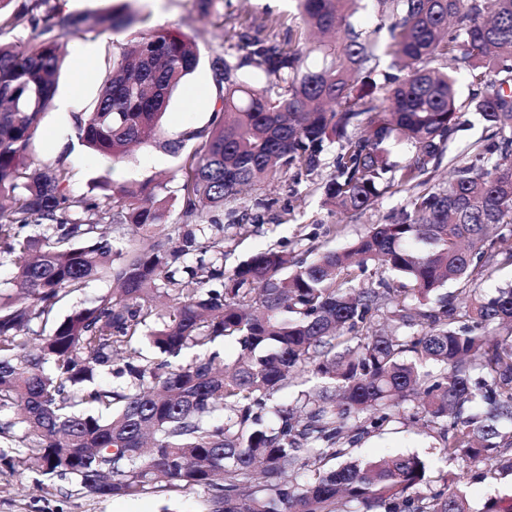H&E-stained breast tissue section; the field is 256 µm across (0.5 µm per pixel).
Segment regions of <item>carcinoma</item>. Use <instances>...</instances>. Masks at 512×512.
<instances>
[{
  "label": "carcinoma",
  "instance_id": "obj_1",
  "mask_svg": "<svg viewBox=\"0 0 512 512\" xmlns=\"http://www.w3.org/2000/svg\"><path fill=\"white\" fill-rule=\"evenodd\" d=\"M16 27L50 0H27ZM301 24L234 29L212 62L220 89L206 133L164 136L161 118L198 67L191 37L166 29L113 45L95 103L73 115L75 142L121 162L135 144L182 160L185 223L161 237L171 190L98 182L76 196L61 161L36 163L63 44L126 31L123 4L66 17L0 43V261L20 292L0 295V468L76 480L102 498L204 492V512H471L461 480L424 490L418 454L358 460L366 436L397 420L437 434V461L495 457L512 474V284L459 306L443 291L512 267V0H296ZM313 51L323 64L310 68ZM466 70L472 92L456 76ZM261 73L254 85L245 71ZM477 113L489 135L444 187L430 165ZM205 137L201 147L187 142ZM336 141L324 203L373 208L409 191L384 224L312 261L274 248L224 268V225L193 224L273 171L319 175ZM406 145L403 164L389 145ZM132 225L137 240L112 233ZM117 293L62 321L55 306L97 278ZM390 330L380 331V320ZM240 357L221 364L218 346ZM308 373L291 403L276 396ZM123 379L104 387L98 377Z\"/></svg>",
  "mask_w": 512,
  "mask_h": 512
}]
</instances>
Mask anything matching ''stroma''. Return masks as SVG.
<instances>
[{"instance_id": "35a3bbf8", "label": "stroma", "mask_w": 512, "mask_h": 512, "mask_svg": "<svg viewBox=\"0 0 512 512\" xmlns=\"http://www.w3.org/2000/svg\"><path fill=\"white\" fill-rule=\"evenodd\" d=\"M141 16L135 30L115 34L86 33L71 38L64 51L58 79V90L40 126L35 141V157L40 161L63 160L72 173L71 189L83 195L99 181L132 183L151 178L178 183V158L145 145L135 148L123 162L68 148L71 132L70 115L85 110L97 98L112 57L113 42H126L134 32L143 33L165 28L191 36L200 53L198 68L173 93L162 118L166 136L173 137L189 130L208 128L216 98L211 62L222 56L233 18H262L265 14L279 17L284 24H299L293 0H214L209 13H201L197 0H65L59 13L49 15L48 24L61 26L68 14L105 12L122 4ZM87 64H80V57ZM69 110H62V102ZM406 192L387 191L378 204L364 214L347 217L322 203L321 196L309 180H294L282 172L261 181L232 201L235 210L255 208L257 202L272 203L271 211H260L259 223L247 231L224 230V266L233 269L256 252L278 246L292 254L327 247H343L363 234L370 225L382 224L395 209L404 205ZM288 212L289 221L274 223L272 214ZM341 225L340 233H331L332 225ZM438 445L432 434L416 423H396L366 437L359 452L367 458L389 453H417L434 457ZM484 472L481 480H467L465 487L473 512H481L488 499L502 505L512 504V476L500 473L497 461L486 460L477 465ZM203 492L169 493L148 491L136 498H100L68 479L38 481L35 472L22 474L0 471V512H202Z\"/></svg>"}]
</instances>
